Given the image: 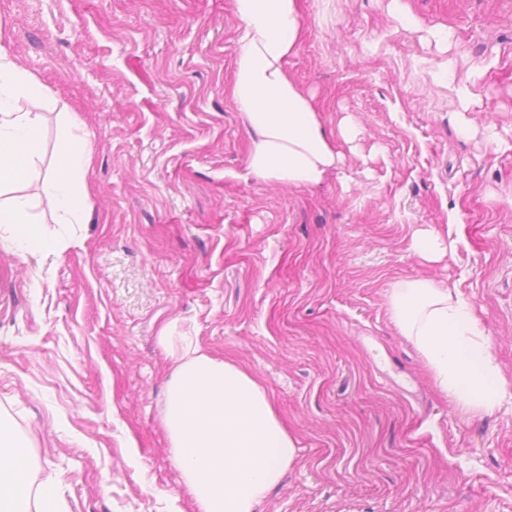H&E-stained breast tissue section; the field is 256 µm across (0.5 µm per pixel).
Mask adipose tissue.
<instances>
[{
	"label": "adipose tissue",
	"instance_id": "ef3b65f1",
	"mask_svg": "<svg viewBox=\"0 0 512 512\" xmlns=\"http://www.w3.org/2000/svg\"><path fill=\"white\" fill-rule=\"evenodd\" d=\"M241 26L229 95L250 134L247 168L266 181L320 186L342 154L320 112L288 72L304 33L299 0H232ZM35 76L0 45V193L28 176L41 127L15 108L17 97H43ZM58 161L44 202L64 223L82 219L92 147L76 112L61 116ZM55 242L33 226L26 199L0 196V250L48 255ZM393 322L416 342L442 393L469 417L497 408L505 393L500 368L471 304L428 279L397 283ZM176 323L157 342L173 362L161 420L172 459L198 512H255L296 462L298 448L277 418L266 389L235 363L204 353L198 337L175 338ZM30 455L0 420V512H59V485L29 482Z\"/></svg>",
	"mask_w": 512,
	"mask_h": 512
}]
</instances>
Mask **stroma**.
<instances>
[{
	"label": "stroma",
	"instance_id": "stroma-1",
	"mask_svg": "<svg viewBox=\"0 0 512 512\" xmlns=\"http://www.w3.org/2000/svg\"><path fill=\"white\" fill-rule=\"evenodd\" d=\"M300 0L288 69L346 160L268 183L224 91L231 0H0L46 88L27 180L44 259L0 252V418L60 512H196L160 422L168 322L266 389L298 459L257 512H512V0ZM94 163L79 224L41 204L60 115ZM447 249L427 260L415 234ZM468 298L509 393L469 418L391 318L401 281Z\"/></svg>",
	"mask_w": 512,
	"mask_h": 512
}]
</instances>
